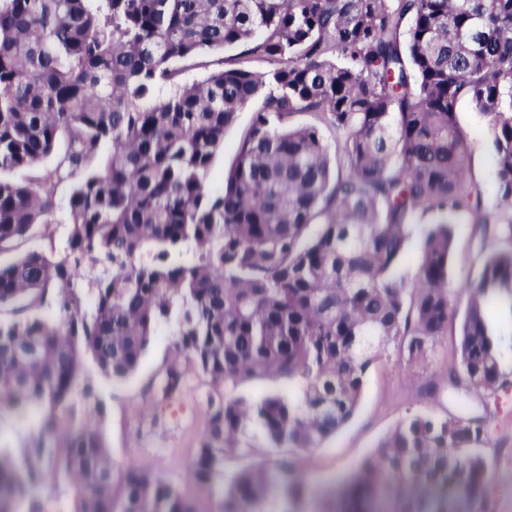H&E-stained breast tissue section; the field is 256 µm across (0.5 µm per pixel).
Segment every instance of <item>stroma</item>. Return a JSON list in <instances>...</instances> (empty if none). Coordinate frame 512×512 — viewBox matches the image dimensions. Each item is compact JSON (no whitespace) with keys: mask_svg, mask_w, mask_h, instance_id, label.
I'll return each mask as SVG.
<instances>
[{"mask_svg":"<svg viewBox=\"0 0 512 512\" xmlns=\"http://www.w3.org/2000/svg\"><path fill=\"white\" fill-rule=\"evenodd\" d=\"M262 106V98L251 100L225 132L224 150L215 157L206 177L212 190L222 189L239 143L254 112ZM458 119L470 144L467 177L480 185L484 205L493 207L497 193L486 122L467 103L461 105ZM507 246V241L485 233L483 225L456 224L449 287L457 311H464L468 302L464 286L478 276L487 254ZM458 326V321H449L447 336L424 360H407L392 349L380 355L367 374L355 414L336 435L302 459V473L312 486L340 483L408 413L431 412L451 419L481 421V453L490 474L486 497L492 512H512V470L503 466L505 455L512 453V377L492 392H470L450 385L448 375L458 364ZM170 335V326L157 328L132 377L114 383L100 380L101 399L106 407L103 428L114 467L138 461L185 490L189 487L187 476L204 428L206 396L212 384L187 363L183 366L185 384L180 394L165 401L157 398V386L172 359Z\"/></svg>","mask_w":512,"mask_h":512,"instance_id":"obj_1","label":"stroma"}]
</instances>
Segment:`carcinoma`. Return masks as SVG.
Returning a JSON list of instances; mask_svg holds the SVG:
<instances>
[{
    "instance_id": "carcinoma-1",
    "label": "carcinoma",
    "mask_w": 512,
    "mask_h": 512,
    "mask_svg": "<svg viewBox=\"0 0 512 512\" xmlns=\"http://www.w3.org/2000/svg\"><path fill=\"white\" fill-rule=\"evenodd\" d=\"M257 96L214 193L224 134ZM464 102L487 121L491 210L465 178ZM302 112L315 122L292 124ZM425 215L410 283L401 263ZM462 219L512 239V0H0V414H40L0 441V512H42L62 482L75 512H201V496L216 512H259L270 496L283 512H465L485 497L477 419L409 415L320 497L300 470L353 416L381 348L418 360L448 335ZM33 238L46 245L16 252ZM467 288L450 378L493 391L488 307L512 324V249L490 253ZM163 323V399L181 389L183 359L213 384L193 495L109 463L87 374L133 376ZM258 379L297 394H236ZM251 429L273 459L226 475L228 458L250 456Z\"/></svg>"
}]
</instances>
